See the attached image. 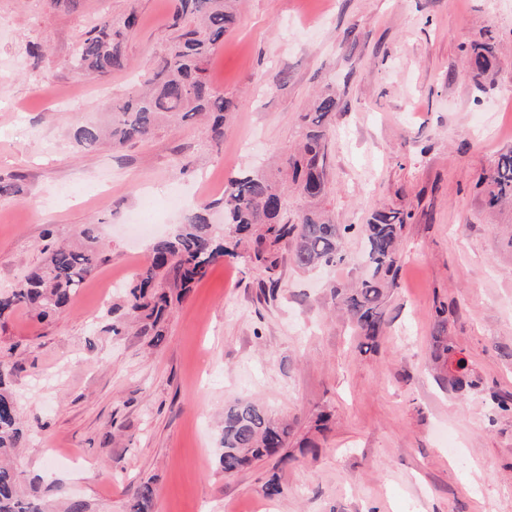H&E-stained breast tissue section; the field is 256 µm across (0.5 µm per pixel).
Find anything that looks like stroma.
I'll return each mask as SVG.
<instances>
[{
    "mask_svg": "<svg viewBox=\"0 0 512 512\" xmlns=\"http://www.w3.org/2000/svg\"><path fill=\"white\" fill-rule=\"evenodd\" d=\"M133 4L127 69L71 70L91 20ZM173 5L0 0V176L18 189L0 198V291L42 264L44 230L58 243L89 230L99 250L65 307L0 318L23 497L55 512H130L149 480L153 512H512V412L496 404L512 400V207L490 211L478 183L512 148V0H240V23L208 64L235 102L223 141L193 118L117 150L76 148L72 127L107 119L161 56ZM486 41L494 66L477 79L465 55ZM329 84L340 97L334 221L365 224L383 206L409 216L388 327L368 350L329 293L364 276L362 234L344 240L342 265L302 270L282 244L270 268L235 247L221 206L232 177L296 145ZM199 200L213 203L229 250L172 301L158 334L142 333L124 288L150 241L126 223L136 215L164 233ZM438 335L468 361L463 387L433 357ZM243 397L288 418L289 458L227 475L224 406ZM273 475L283 492L270 498Z\"/></svg>",
    "mask_w": 512,
    "mask_h": 512,
    "instance_id": "stroma-1",
    "label": "stroma"
}]
</instances>
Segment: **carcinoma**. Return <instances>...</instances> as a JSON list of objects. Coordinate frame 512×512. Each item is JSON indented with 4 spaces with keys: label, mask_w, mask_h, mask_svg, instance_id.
<instances>
[{
    "label": "carcinoma",
    "mask_w": 512,
    "mask_h": 512,
    "mask_svg": "<svg viewBox=\"0 0 512 512\" xmlns=\"http://www.w3.org/2000/svg\"><path fill=\"white\" fill-rule=\"evenodd\" d=\"M235 3L176 0L164 55L141 75L124 102L112 107L108 127L96 122L75 126L74 144L92 149L110 139L112 145L122 146L147 138L166 118L186 120L203 114L212 120L211 138H223L224 120L234 102L215 90L207 65L237 23ZM139 26L140 16L134 6L116 20H100L79 40L69 66L100 77L126 69L125 42ZM493 59L494 45L488 42L466 55L467 67L476 77L491 70ZM339 104L333 88L322 90L302 116L301 143L282 157L278 175L251 170L230 179L224 189V223L234 226L240 238L255 239L256 260L275 265L272 248L282 241L290 243L294 262L303 269L334 266L344 260L341 242L355 225L333 223L323 207L330 191L328 127ZM288 176L308 204L297 224L288 223L285 216ZM481 183L486 185L489 205L512 201V149L500 154L495 170L481 177ZM209 208L208 204L195 206L171 234L152 244L148 262L127 289L132 317L148 319L151 327H156L170 306L167 295L156 289L185 291L224 256V240L209 224ZM403 227L400 213L384 207L376 210L360 229L366 241L369 274L351 288H331L337 310L352 321L367 342L375 341L386 326L383 304L400 260L398 241ZM79 236L85 239L82 246L49 250L44 266L18 280L9 292L0 293V315L24 307L44 319L70 302L97 263L93 237L86 230L79 231ZM8 375L0 364V512H43L21 497L17 473L7 462L22 438L16 399L5 387ZM289 434L288 423L275 419L263 404L238 398L224 407L219 466L224 474L232 475L256 461L273 458L288 447ZM155 496L151 482L138 483L130 512H152Z\"/></svg>",
    "instance_id": "1"
}]
</instances>
